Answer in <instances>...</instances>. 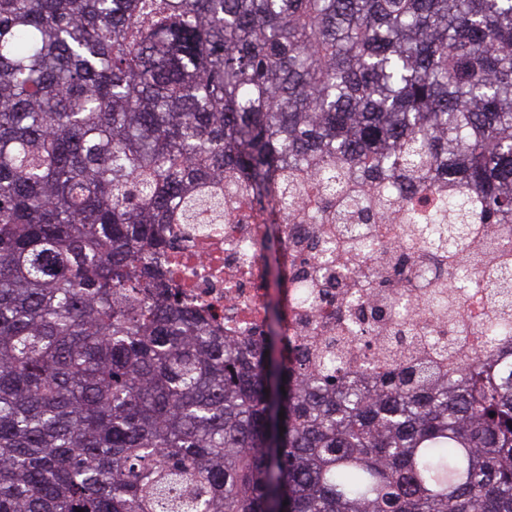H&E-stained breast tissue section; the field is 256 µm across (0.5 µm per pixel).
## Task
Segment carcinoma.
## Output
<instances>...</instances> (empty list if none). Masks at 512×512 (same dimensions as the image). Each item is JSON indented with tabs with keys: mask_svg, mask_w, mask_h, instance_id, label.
<instances>
[{
	"mask_svg": "<svg viewBox=\"0 0 512 512\" xmlns=\"http://www.w3.org/2000/svg\"><path fill=\"white\" fill-rule=\"evenodd\" d=\"M290 172L326 224L448 176L422 239L512 224V0H0V512H512V322L362 387L168 291L164 225Z\"/></svg>",
	"mask_w": 512,
	"mask_h": 512,
	"instance_id": "cac0c4a2",
	"label": "carcinoma"
}]
</instances>
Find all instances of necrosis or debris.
<instances>
[{
    "instance_id": "4bbe7bcc",
    "label": "necrosis or debris",
    "mask_w": 512,
    "mask_h": 512,
    "mask_svg": "<svg viewBox=\"0 0 512 512\" xmlns=\"http://www.w3.org/2000/svg\"><path fill=\"white\" fill-rule=\"evenodd\" d=\"M319 197L301 194L294 206L296 217L286 233L276 234L267 222V211L257 204L224 202L221 233L210 232L211 212H204L199 224H170L169 239L176 247L168 254L169 269L180 286L182 300L203 308L212 317L218 335L240 340L261 335L266 321L264 244L278 235L288 273V309L282 328L285 358L293 368L306 372L325 344L343 351L349 366L368 360L374 373L387 370L386 350L406 351L423 345L425 337L444 334L449 321H457L466 335L453 346L455 357H463L480 344V328L492 307L487 286H480L476 297L463 308L448 314L432 308L433 289L451 293L454 272L428 255L403 271L390 269V250L405 251L411 238L408 225L394 220L385 225H366L359 233L364 245L358 255L339 252L338 264L347 268L341 276L319 272L322 241H341V224H318L314 217L321 210ZM502 224L473 227L471 253L481 264L491 267L512 265V250H505ZM357 292L373 318L367 324L368 340L342 332L340 300L345 293Z\"/></svg>"
}]
</instances>
